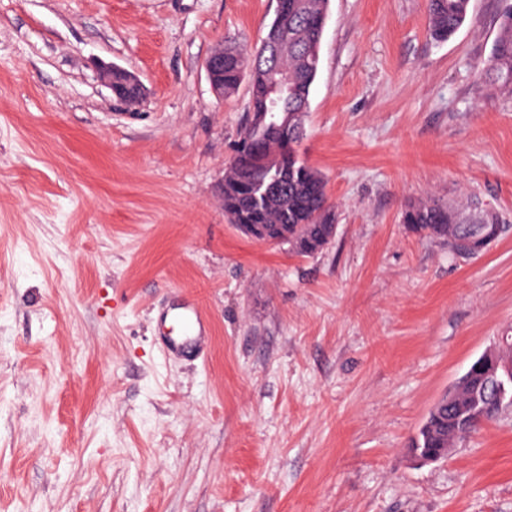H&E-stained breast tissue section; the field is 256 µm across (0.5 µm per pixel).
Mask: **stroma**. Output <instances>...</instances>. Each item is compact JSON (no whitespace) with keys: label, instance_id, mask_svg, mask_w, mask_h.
<instances>
[{"label":"stroma","instance_id":"35a3bbf8","mask_svg":"<svg viewBox=\"0 0 512 512\" xmlns=\"http://www.w3.org/2000/svg\"><path fill=\"white\" fill-rule=\"evenodd\" d=\"M510 7L434 42L426 0H329L300 152L336 236L303 257L225 215L249 85L205 70L276 0H0V512H512V411L410 452L512 325V234L462 259L402 222L512 224V94L478 72ZM179 288L199 361L154 334ZM115 69H120L123 72H125L128 75V81L131 84H138L140 87H142V84L140 83L139 79L136 77L135 74L130 72L129 70L120 67L118 65H112V64H104L101 66L99 71V77L102 83H104L111 91H112V74ZM143 89V87H142ZM116 94L112 91V94L116 99L119 100L122 99L124 101L134 103L137 100V94L135 93L133 88H126L124 86H116L115 88ZM120 101V100H119Z\"/></svg>","mask_w":512,"mask_h":512}]
</instances>
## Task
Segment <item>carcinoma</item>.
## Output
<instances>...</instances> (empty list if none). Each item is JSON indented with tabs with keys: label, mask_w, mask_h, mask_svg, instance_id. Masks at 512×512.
<instances>
[{
	"label": "carcinoma",
	"mask_w": 512,
	"mask_h": 512,
	"mask_svg": "<svg viewBox=\"0 0 512 512\" xmlns=\"http://www.w3.org/2000/svg\"><path fill=\"white\" fill-rule=\"evenodd\" d=\"M329 0H278L271 26L288 29V48L274 60L262 49L251 54L235 42L224 45V61L212 70L224 95L243 80L250 87V123L244 128L234 156L224 171V212L233 224H286L292 251L308 256L328 243L319 240L326 225L335 223L322 175L300 155L305 135L304 116L312 85L320 69V38ZM470 0H427L428 35L434 41L451 38L464 24ZM288 72V104L294 129L288 141L266 119L271 111L270 68ZM480 72L501 91L512 92V8L499 20L491 56ZM403 223L419 234L444 240L451 251L477 228L461 224L457 212L431 201L405 210ZM485 369L472 365L462 376L451 401L437 403L420 426L411 448H455L479 427L512 408V389L498 394L486 387Z\"/></svg>",
	"instance_id": "cac0c4a2"
}]
</instances>
